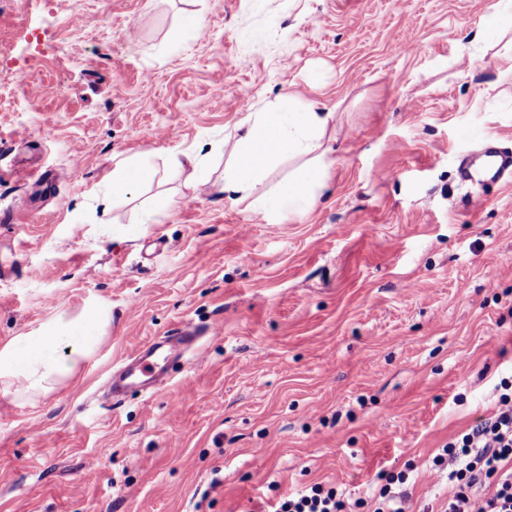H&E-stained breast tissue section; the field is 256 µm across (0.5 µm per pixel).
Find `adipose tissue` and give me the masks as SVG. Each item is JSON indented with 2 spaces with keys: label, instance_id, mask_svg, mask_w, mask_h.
I'll return each instance as SVG.
<instances>
[{
  "label": "adipose tissue",
  "instance_id": "obj_1",
  "mask_svg": "<svg viewBox=\"0 0 512 512\" xmlns=\"http://www.w3.org/2000/svg\"><path fill=\"white\" fill-rule=\"evenodd\" d=\"M293 98L279 101L270 111L251 115L239 128V156L224 173L222 190L229 201L253 198L259 211H267L253 191L268 165L281 157H308L309 163L276 191L278 202L297 209L311 205L326 182L330 166L323 139L333 113L317 102L293 108ZM112 323V308L100 304L78 314L59 312L23 336L20 342L0 346V393L29 405L55 392L71 380L82 361L97 352ZM68 356H60L62 346Z\"/></svg>",
  "mask_w": 512,
  "mask_h": 512
}]
</instances>
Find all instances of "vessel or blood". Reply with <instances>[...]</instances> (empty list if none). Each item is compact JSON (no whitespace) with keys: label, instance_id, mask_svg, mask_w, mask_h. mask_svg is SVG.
I'll use <instances>...</instances> for the list:
<instances>
[{"label":"vessel or blood","instance_id":"vessel-or-blood-1","mask_svg":"<svg viewBox=\"0 0 512 512\" xmlns=\"http://www.w3.org/2000/svg\"><path fill=\"white\" fill-rule=\"evenodd\" d=\"M512 174V155L501 152L494 139H486L478 157L466 164L462 178L466 181L498 182ZM205 329L183 323L172 328L166 339L150 340L134 355L120 361L103 384L104 390L115 392L117 387L148 391L154 388L167 364L196 345Z\"/></svg>","mask_w":512,"mask_h":512}]
</instances>
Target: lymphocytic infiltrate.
<instances>
[{
    "label": "lymphocytic infiltrate",
    "instance_id": "lymphocytic-infiltrate-1",
    "mask_svg": "<svg viewBox=\"0 0 512 512\" xmlns=\"http://www.w3.org/2000/svg\"><path fill=\"white\" fill-rule=\"evenodd\" d=\"M496 412L443 448L434 471H447L450 494L444 512H512V379H502ZM363 500L348 502L320 482L280 497L272 512H358Z\"/></svg>",
    "mask_w": 512,
    "mask_h": 512
}]
</instances>
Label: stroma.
<instances>
[{
  "label": "stroma",
  "instance_id": "35a3bbf8",
  "mask_svg": "<svg viewBox=\"0 0 512 512\" xmlns=\"http://www.w3.org/2000/svg\"><path fill=\"white\" fill-rule=\"evenodd\" d=\"M495 2L0 0V346L112 305L67 387L0 394V512H268L313 482L370 503L402 470L405 512H439L433 457L512 375V180L458 175L484 137L512 150V29L467 40ZM290 94L336 113L332 164L271 222L217 184ZM129 159L152 182L107 200ZM147 210V236L97 231ZM181 323L219 332L104 406Z\"/></svg>",
  "mask_w": 512,
  "mask_h": 512
}]
</instances>
